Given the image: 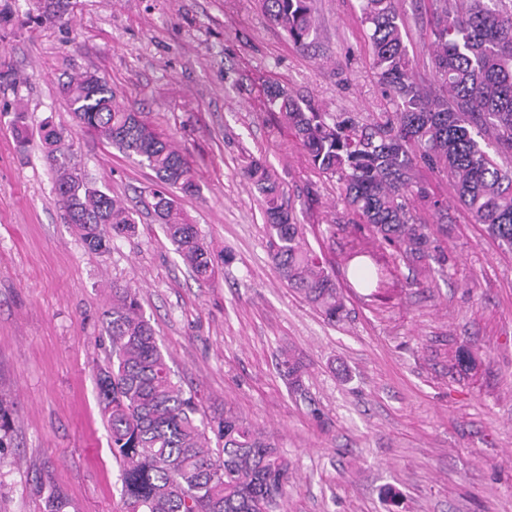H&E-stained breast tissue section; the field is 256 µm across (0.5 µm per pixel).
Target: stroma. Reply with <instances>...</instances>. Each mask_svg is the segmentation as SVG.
<instances>
[{
  "label": "stroma",
  "mask_w": 512,
  "mask_h": 512,
  "mask_svg": "<svg viewBox=\"0 0 512 512\" xmlns=\"http://www.w3.org/2000/svg\"><path fill=\"white\" fill-rule=\"evenodd\" d=\"M37 20L35 0H0V400L12 410L0 450V512H44L51 479L68 512H119V466L98 405L112 357L103 313L113 282L138 290L144 316L185 390L207 416L232 410L293 463L284 512H512V250L418 164L448 203L433 258L373 235L313 169L293 131L264 105L266 84L337 119L389 111L371 63L359 0H315L316 30L295 43L259 0H71ZM417 78L434 88L428 0H396ZM104 76L125 106L187 155L201 187L180 197L219 256L198 281L147 203L154 172L78 130L62 82ZM27 114L29 151L13 132ZM67 129L73 161L137 212L135 235L88 251L53 191L40 127ZM275 171L306 239L333 265L346 313L331 322L281 280L266 217L247 177ZM384 267L365 285L346 264ZM307 370L292 392L283 352Z\"/></svg>",
  "instance_id": "stroma-1"
}]
</instances>
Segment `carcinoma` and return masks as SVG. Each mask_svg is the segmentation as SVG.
Returning <instances> with one entry per match:
<instances>
[{
    "mask_svg": "<svg viewBox=\"0 0 512 512\" xmlns=\"http://www.w3.org/2000/svg\"><path fill=\"white\" fill-rule=\"evenodd\" d=\"M269 19L296 43L314 31L313 0H260ZM429 47L437 90L416 78L394 0H360L369 27L373 68L393 111L384 120H338L279 84L264 88L307 150L315 170L338 178L347 205L372 232L406 256L432 257L428 225L415 215L425 201L437 223L448 207L432 200L416 175L417 160L448 175L459 201L488 233L512 249V0H435ZM71 0H38L40 16L55 20ZM77 125L138 160L162 188L152 202L168 240L195 276L209 280L216 256L179 209L177 195L200 193L186 156L139 112L119 101L93 72L62 84ZM64 130L44 125L47 158L56 169L55 195L84 247L110 250L115 236L135 234V211L98 188L64 153ZM248 177L262 200L268 247L280 277L331 321L345 309L330 261L308 246L304 225L282 202L276 175L260 162ZM112 361L98 370L99 395L119 464L120 512H279L291 463L275 443L242 417L201 415L196 397L175 380L143 316L135 289L112 285L104 311ZM283 377L303 386L301 362L283 354ZM44 512H64L61 493L41 483Z\"/></svg>",
    "mask_w": 512,
    "mask_h": 512,
    "instance_id": "1",
    "label": "carcinoma"
}]
</instances>
